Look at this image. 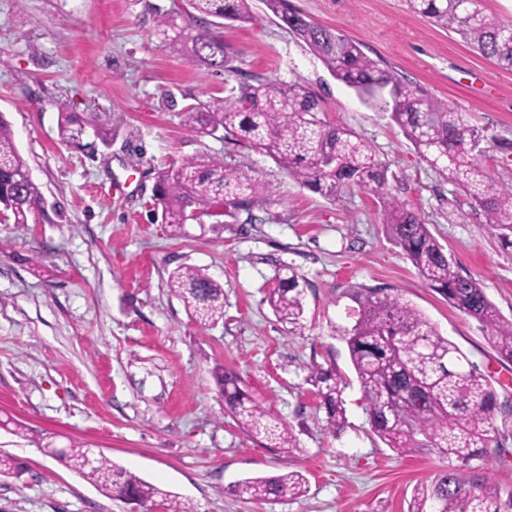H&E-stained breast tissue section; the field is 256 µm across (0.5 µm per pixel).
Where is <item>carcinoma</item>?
Instances as JSON below:
<instances>
[{"label":"carcinoma","instance_id":"carcinoma-1","mask_svg":"<svg viewBox=\"0 0 512 512\" xmlns=\"http://www.w3.org/2000/svg\"><path fill=\"white\" fill-rule=\"evenodd\" d=\"M192 11L153 7L156 30L167 48L188 54L219 72H232L233 53L224 43V22L252 20L248 0H188ZM408 10L433 25L461 36L473 50L512 68V23L487 15L479 0H405ZM279 25L302 41L326 65L332 76L360 95L380 97L391 118L420 157L443 179L451 180L479 210L492 230L512 232V186H496L475 153L481 141L477 128L463 113L404 82L370 58L362 44L321 25L288 0H264ZM317 95L300 83L239 81L184 109L185 122L200 137L222 131L265 152L299 184L325 197L340 199L358 189L375 197L388 213L386 233L416 268L422 281L466 316L492 330L491 340L501 358L512 362V321L502 318L479 282L462 276L422 218L391 195L388 165L372 147L347 127L331 126L319 117ZM266 186L237 164L209 154L182 160L175 169L159 172L155 201L161 221L181 230L194 209L214 216L211 209L242 201L250 210L261 202ZM44 208L38 185L14 141L9 122L0 114V212L5 219L26 224ZM276 285L267 296L279 322L292 331L304 329V296L299 275L290 266L276 270ZM171 293L200 325L224 320V287L200 268L180 266L169 277ZM354 324L343 330L351 363L367 402L374 434L399 455L432 448L462 466L506 452L512 437V409L498 401L491 381L409 301L367 288L353 296ZM216 384L224 404L248 436L264 446L297 449L293 433L270 411L251 399L233 373L218 367ZM329 428L346 423L342 398L345 383L332 366H315L310 375ZM46 453L79 474L98 490L141 506L159 505L166 512H198L190 501L140 478L104 457L89 465L90 449L73 443ZM308 481L300 471L251 477L227 488L251 501L299 497ZM512 512L507 498L456 468L438 474L409 512Z\"/></svg>","mask_w":512,"mask_h":512}]
</instances>
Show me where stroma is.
Listing matches in <instances>:
<instances>
[{
    "mask_svg": "<svg viewBox=\"0 0 512 512\" xmlns=\"http://www.w3.org/2000/svg\"><path fill=\"white\" fill-rule=\"evenodd\" d=\"M310 19L354 38L411 85L479 128L480 162L512 183V69L459 35L411 14L404 0H289ZM253 22L225 23L231 73L166 49L145 0H0V113L45 200L29 223L0 222V453L20 475L0 477V512H131V505L32 444L81 442L199 512H408L415 489L453 462L434 450L397 455L373 434L341 337L353 292L402 295L512 400V363L489 331L421 280L386 236L373 196L328 199L266 154L229 135L200 137L183 110L245 79L299 82L322 119L352 129L390 164L391 192L419 213L499 315L512 319V240L489 229L452 182L422 161L387 112L337 81L278 24L263 0ZM79 140L62 141L60 113ZM109 144L93 132L111 113ZM207 153L234 160L269 187L253 212L189 222L172 235L153 195L159 171ZM295 268L302 333L277 322L266 296L275 270ZM224 287V320L200 326L171 294L177 267ZM243 389L293 433L297 448H265L224 409L211 371ZM343 376L347 423L337 432L308 382L313 365ZM300 470L305 496L255 502L226 494L235 481Z\"/></svg>",
    "mask_w": 512,
    "mask_h": 512,
    "instance_id": "35a3bbf8",
    "label": "stroma"
}]
</instances>
